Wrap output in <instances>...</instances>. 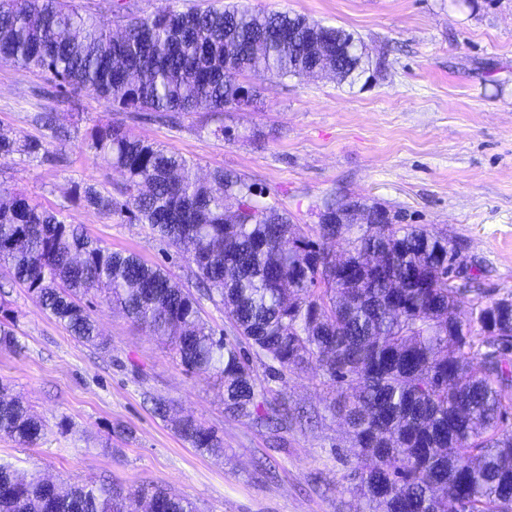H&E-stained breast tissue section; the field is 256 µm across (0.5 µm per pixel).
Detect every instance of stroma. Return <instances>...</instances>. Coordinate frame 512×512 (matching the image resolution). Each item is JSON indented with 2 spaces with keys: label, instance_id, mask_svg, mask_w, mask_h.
I'll list each match as a JSON object with an SVG mask.
<instances>
[{
  "label": "stroma",
  "instance_id": "1",
  "mask_svg": "<svg viewBox=\"0 0 512 512\" xmlns=\"http://www.w3.org/2000/svg\"><path fill=\"white\" fill-rule=\"evenodd\" d=\"M243 2L356 33L370 71L352 84L324 75L267 80L250 105L171 124L112 111L90 92L74 121L69 106L53 99L50 73L0 64V131L48 149L0 163V186L195 288L192 265L147 225L98 213L76 194L85 185L121 189L122 174L85 146L95 125L121 121L193 162L199 176L220 168L241 175L260 203L294 223H318L322 200L333 195L380 205L398 224L446 232L480 269L461 318L476 302L512 298V0ZM50 108L60 124L75 126L70 140L56 141L36 122ZM220 123L226 133L217 137ZM91 310L108 349L70 336L0 267V321L15 322L18 338L15 349L0 351V383L48 427L29 448L0 438V462L71 483L160 486L188 498L196 512H357L360 495L347 478L355 450L348 426L329 410L334 392L317 365L272 381L251 358L266 408L285 401L320 416L311 427L274 432L256 417L227 413L214 378L187 372L123 313L98 299ZM156 397L175 400V416L218 431L223 455L183 441L153 413Z\"/></svg>",
  "mask_w": 512,
  "mask_h": 512
}]
</instances>
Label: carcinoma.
<instances>
[{"instance_id":"cac0c4a2","label":"carcinoma","mask_w":512,"mask_h":512,"mask_svg":"<svg viewBox=\"0 0 512 512\" xmlns=\"http://www.w3.org/2000/svg\"><path fill=\"white\" fill-rule=\"evenodd\" d=\"M112 21L70 0H0V63L53 75L60 92L92 91L122 112L159 118L219 114L259 94L240 78L301 77L328 68L354 83L369 66L364 41L300 14L247 5L161 10ZM87 149L124 176L120 202L93 185L87 207L147 224L220 290L237 337L216 336L200 297L166 270L102 245L26 195L0 188V262L38 306L77 340L108 348L90 306L98 297L169 344L188 372L224 389V409L262 417V388L242 345L273 377L317 363L336 388L332 410L353 433L364 512H512V299H492L464 320L468 288L455 284L459 244L426 226L362 222L369 208L329 196L320 223L300 225L253 202L254 185L214 170L201 180L187 159L133 136L121 122L92 128ZM46 152L37 139L0 133V160ZM342 242L338 257L328 243ZM17 346L0 322V350ZM481 360V371L470 363ZM179 436L224 455L218 433L191 417ZM46 425L0 387V436L33 446ZM0 512H193L160 487L54 483L0 463Z\"/></svg>"}]
</instances>
